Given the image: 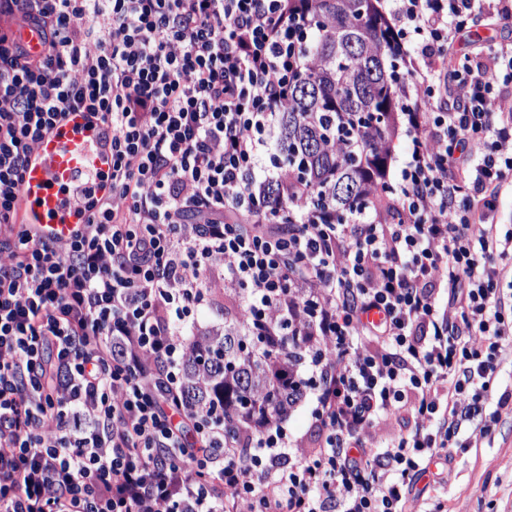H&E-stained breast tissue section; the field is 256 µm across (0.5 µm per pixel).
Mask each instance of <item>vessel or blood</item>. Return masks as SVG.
Returning a JSON list of instances; mask_svg holds the SVG:
<instances>
[{
	"instance_id": "b4317fda",
	"label": "vessel or blood",
	"mask_w": 512,
	"mask_h": 512,
	"mask_svg": "<svg viewBox=\"0 0 512 512\" xmlns=\"http://www.w3.org/2000/svg\"><path fill=\"white\" fill-rule=\"evenodd\" d=\"M11 28L30 54L41 53V36L24 18H15ZM110 169L98 128L88 126L82 113L68 114L42 140L24 174L18 221L37 225L47 234L69 237L79 221L69 203L71 186L92 187Z\"/></svg>"
}]
</instances>
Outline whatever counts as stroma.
Masks as SVG:
<instances>
[{
    "mask_svg": "<svg viewBox=\"0 0 512 512\" xmlns=\"http://www.w3.org/2000/svg\"><path fill=\"white\" fill-rule=\"evenodd\" d=\"M512 43V20L465 29L454 45L455 54L480 52L495 43ZM470 446L455 462L435 466L436 483L421 479L415 486L411 512H430L442 501L447 512H512V414L492 430L468 426Z\"/></svg>",
    "mask_w": 512,
    "mask_h": 512,
    "instance_id": "obj_1",
    "label": "stroma"
}]
</instances>
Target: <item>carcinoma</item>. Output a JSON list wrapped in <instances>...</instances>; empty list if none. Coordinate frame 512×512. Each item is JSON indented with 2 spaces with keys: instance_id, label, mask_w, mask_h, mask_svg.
Instances as JSON below:
<instances>
[{
  "instance_id": "1",
  "label": "carcinoma",
  "mask_w": 512,
  "mask_h": 512,
  "mask_svg": "<svg viewBox=\"0 0 512 512\" xmlns=\"http://www.w3.org/2000/svg\"><path fill=\"white\" fill-rule=\"evenodd\" d=\"M311 38L288 107L277 114L278 149L295 187L343 222L382 204L392 144L399 73L382 0H296ZM302 359L294 337L274 347L235 322L194 337L184 383L195 402L224 396L228 432L270 425L288 412L283 382Z\"/></svg>"
}]
</instances>
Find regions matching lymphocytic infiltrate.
I'll use <instances>...</instances> for the list:
<instances>
[{"label": "lymphocytic infiltrate", "mask_w": 512, "mask_h": 512, "mask_svg": "<svg viewBox=\"0 0 512 512\" xmlns=\"http://www.w3.org/2000/svg\"><path fill=\"white\" fill-rule=\"evenodd\" d=\"M288 2L0 0V512H407L463 425L512 407V44L450 53L512 0H386L407 148L384 207L347 224L271 148L301 69ZM71 112L111 131L112 177L55 239L17 201ZM232 294L254 335L295 325L315 446L280 424L227 436L187 398L198 311ZM11 29L21 38L32 55L42 51V39L38 30L29 26L23 17H16L11 23Z\"/></svg>", "instance_id": "1"}]
</instances>
